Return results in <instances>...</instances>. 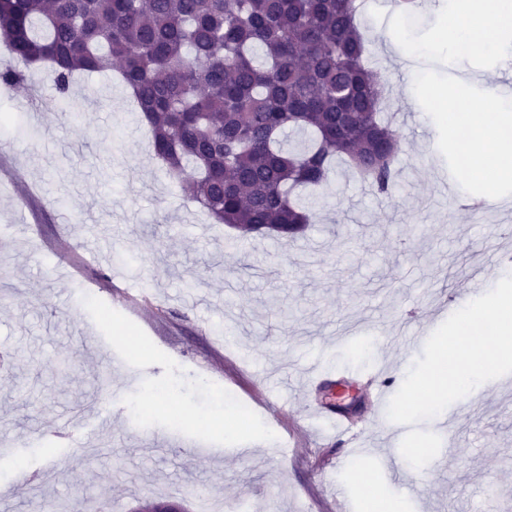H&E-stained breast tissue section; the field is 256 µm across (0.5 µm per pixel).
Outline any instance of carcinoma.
<instances>
[{
    "mask_svg": "<svg viewBox=\"0 0 512 512\" xmlns=\"http://www.w3.org/2000/svg\"><path fill=\"white\" fill-rule=\"evenodd\" d=\"M356 0H0V41L23 68L50 64L68 97L77 72L119 65L154 157L185 200L246 237H296L295 199L345 161L389 191L400 139L382 115L385 85L368 65ZM287 130L309 140L285 149Z\"/></svg>",
    "mask_w": 512,
    "mask_h": 512,
    "instance_id": "obj_1",
    "label": "carcinoma"
}]
</instances>
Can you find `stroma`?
<instances>
[{
	"instance_id": "obj_1",
	"label": "stroma",
	"mask_w": 512,
	"mask_h": 512,
	"mask_svg": "<svg viewBox=\"0 0 512 512\" xmlns=\"http://www.w3.org/2000/svg\"><path fill=\"white\" fill-rule=\"evenodd\" d=\"M367 7L358 22L402 141L395 185L377 193L337 164L294 241L239 237L187 203L116 73L76 76L65 104L44 68L0 85L12 145L0 156V356L12 358L0 365V435L15 442L0 455V512L41 508L14 486L17 469L71 512L100 500L110 512L164 500L200 512L205 498L223 512H333L339 491L365 512L366 488L385 512L512 508V386L497 383L512 362L485 370L466 414L453 396L433 417L408 404L453 336V298L512 253V210L458 207L484 189L459 185L454 135L425 98L440 86L482 99L512 65L449 55L437 41L448 0ZM413 319L420 343L383 345ZM350 326L359 339L337 344ZM384 362L396 368L391 402L368 455L346 463L337 441L306 465L272 455L306 414L309 370L367 375ZM185 438L217 450L190 454ZM419 445L427 457L410 456Z\"/></svg>"
}]
</instances>
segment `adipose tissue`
<instances>
[{"label": "adipose tissue", "instance_id": "obj_1", "mask_svg": "<svg viewBox=\"0 0 512 512\" xmlns=\"http://www.w3.org/2000/svg\"><path fill=\"white\" fill-rule=\"evenodd\" d=\"M442 43L471 52L495 46L512 50V0H459L454 17L442 29ZM430 99L445 112L449 126H468L479 157L464 168L465 181L482 182L489 196L501 183L512 180V96L491 94L456 109L443 89L430 91ZM459 338L452 346H439L411 406L431 410L449 394H466L468 384L485 363L512 359V293L498 289L464 301L457 309Z\"/></svg>", "mask_w": 512, "mask_h": 512}]
</instances>
